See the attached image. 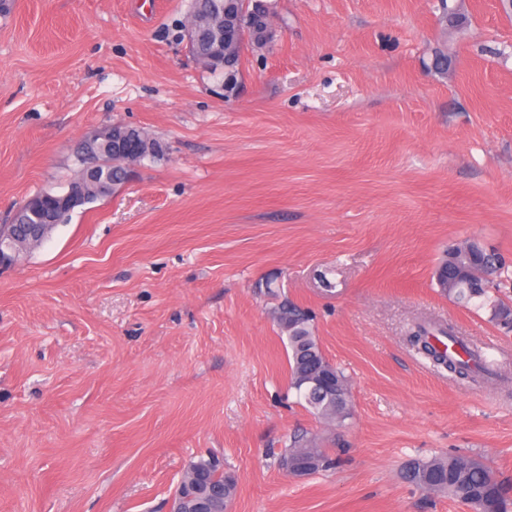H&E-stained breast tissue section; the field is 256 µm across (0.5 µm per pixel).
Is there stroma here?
Instances as JSON below:
<instances>
[{
    "instance_id": "obj_1",
    "label": "stroma",
    "mask_w": 512,
    "mask_h": 512,
    "mask_svg": "<svg viewBox=\"0 0 512 512\" xmlns=\"http://www.w3.org/2000/svg\"><path fill=\"white\" fill-rule=\"evenodd\" d=\"M239 83L180 38L190 0H15L0 17V224L66 190L115 123L163 148L0 269V512H167L217 455L231 512H470L405 482L448 454L512 480V329L433 271L469 238L512 306V12L498 0H270ZM447 46L448 72L432 69ZM351 387L343 426L290 385L283 299ZM441 325L491 373L462 382L408 337ZM305 433L338 463L295 477ZM99 135V131L95 132L89 138H85L82 142L81 152L78 158L82 164L83 172L86 175L95 176L101 166L105 163L102 158H99L94 152L91 142H93Z\"/></svg>"
}]
</instances>
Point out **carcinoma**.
Listing matches in <instances>:
<instances>
[{
	"mask_svg": "<svg viewBox=\"0 0 512 512\" xmlns=\"http://www.w3.org/2000/svg\"><path fill=\"white\" fill-rule=\"evenodd\" d=\"M224 2L191 0L189 17L216 13L224 6ZM99 151L104 159L110 161V164L102 167L100 180L123 184L125 168L119 161L112 162L109 131L106 128L99 141ZM72 185L79 188L84 202L91 203L99 199L97 181L79 173ZM44 195L45 216L61 224L68 223L71 216L60 207L58 194L46 190ZM32 223L34 220L20 207L11 217L10 223L0 225V237L13 241L21 253L26 254L33 249V245L19 225ZM501 266L496 254L486 250L479 241L468 239L448 250L447 257L435 270V280L440 284H448V287L441 289L442 293L476 308L488 306L493 318L508 326L512 324V310L490 302L487 281L481 279V273L492 275ZM273 317L281 320L280 326L287 335L293 388L318 418L330 425H343L350 416L349 381L344 372L324 355L314 334L312 316L284 300L273 311ZM445 336L447 332L442 329L435 334L419 326L410 336V341L434 365L447 369L448 373L460 380L472 379L476 373L484 370L481 355L456 336L450 337V340L458 345L462 356L457 358L449 353L442 341ZM332 464L333 459L326 449L319 447L305 434L293 436L289 446L277 458L280 468L289 467L295 475L314 474ZM190 467L205 475V482L198 485V488H222L224 505L231 503L237 489L234 473L222 468L213 456L192 461ZM404 478L422 489L462 500L471 512H508V506L512 505V482L498 478L489 467L471 456L453 455L413 462L406 467Z\"/></svg>",
	"mask_w": 512,
	"mask_h": 512,
	"instance_id": "1",
	"label": "carcinoma"
}]
</instances>
